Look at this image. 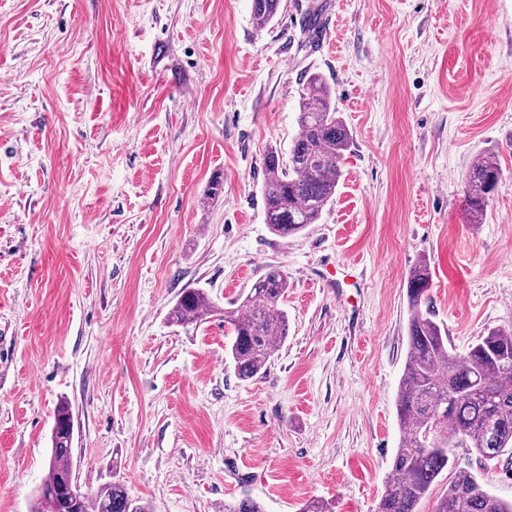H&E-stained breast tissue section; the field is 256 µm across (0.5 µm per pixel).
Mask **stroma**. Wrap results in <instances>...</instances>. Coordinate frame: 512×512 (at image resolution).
<instances>
[{
    "label": "stroma",
    "mask_w": 512,
    "mask_h": 512,
    "mask_svg": "<svg viewBox=\"0 0 512 512\" xmlns=\"http://www.w3.org/2000/svg\"><path fill=\"white\" fill-rule=\"evenodd\" d=\"M311 74L353 143L320 222L283 239L264 159ZM424 258L458 350L512 327V0H281L263 29L251 0H0V512H30L62 400L84 492L378 512ZM273 268L288 336L244 381L224 311ZM187 288L215 310L176 326ZM500 177V166L493 154L481 155L471 164L466 178V199L471 220L480 224L486 215L491 193Z\"/></svg>",
    "instance_id": "35a3bbf8"
}]
</instances>
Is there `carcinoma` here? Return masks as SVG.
Listing matches in <instances>:
<instances>
[{"label":"carcinoma","mask_w":512,"mask_h":512,"mask_svg":"<svg viewBox=\"0 0 512 512\" xmlns=\"http://www.w3.org/2000/svg\"><path fill=\"white\" fill-rule=\"evenodd\" d=\"M280 4L281 0H252L258 28L274 20ZM352 140L323 78L309 76L300 94L288 162L273 150L264 162L261 196L265 223L274 235L286 238L320 221L336 194ZM499 177L495 155H481L472 162L466 199L473 223H482ZM431 282L432 270L425 260L407 278V351L396 404L401 439L379 512H419V504L445 470L452 475L434 512H512V500L490 493L470 468L449 467L444 448L458 441L480 463L512 449V329H491L466 351H457L428 306ZM287 293L288 275L273 269L252 284L241 308L224 311L231 333L227 354L240 379H251L265 369L287 338L288 316L282 309ZM213 309L203 290L187 289L168 313V321L198 324ZM72 420L69 405L60 404L48 472L30 512H46L44 492L64 488L74 479ZM432 428L435 441L427 438ZM79 512H149V506L132 498L123 483L112 481L93 495L82 494ZM224 512L266 510L261 502L244 496L224 502Z\"/></svg>","instance_id":"cac0c4a2"}]
</instances>
